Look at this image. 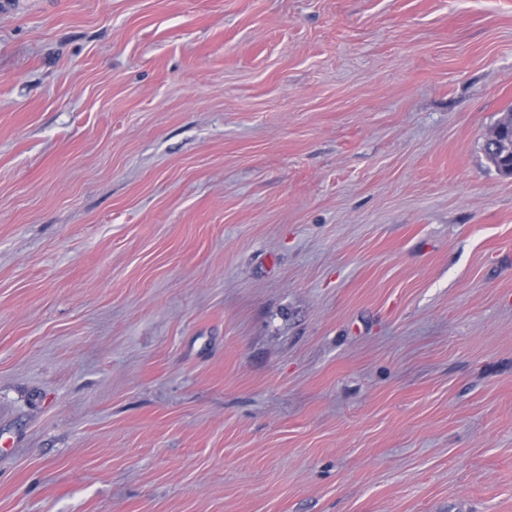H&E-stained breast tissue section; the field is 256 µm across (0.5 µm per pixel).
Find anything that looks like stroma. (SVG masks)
<instances>
[{
    "mask_svg": "<svg viewBox=\"0 0 512 512\" xmlns=\"http://www.w3.org/2000/svg\"><path fill=\"white\" fill-rule=\"evenodd\" d=\"M512 0H0V512H512ZM508 135L511 138L512 127L509 129ZM510 138L504 136L500 137L499 144L493 151L489 150L488 148H484L485 155L499 172H505L503 169L507 168L509 164L512 165V141Z\"/></svg>",
    "mask_w": 512,
    "mask_h": 512,
    "instance_id": "obj_1",
    "label": "stroma"
}]
</instances>
